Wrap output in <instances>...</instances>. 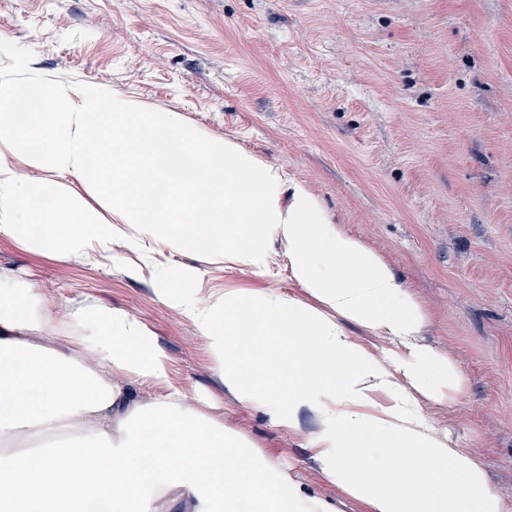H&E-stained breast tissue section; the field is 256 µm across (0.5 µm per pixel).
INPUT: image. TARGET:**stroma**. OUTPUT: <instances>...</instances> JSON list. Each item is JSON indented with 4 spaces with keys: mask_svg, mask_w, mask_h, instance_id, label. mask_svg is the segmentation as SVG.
<instances>
[{
    "mask_svg": "<svg viewBox=\"0 0 512 512\" xmlns=\"http://www.w3.org/2000/svg\"><path fill=\"white\" fill-rule=\"evenodd\" d=\"M0 74L16 56L103 84L231 141L302 182L377 253L426 320L418 344L451 358L452 400L419 395L451 447L512 504V0H0ZM268 270L167 251L206 298L306 300L284 246ZM0 268L39 303L119 308L143 323L197 409L336 512H367L324 475L317 412L277 425L242 404L194 322L125 261L44 257L0 238Z\"/></svg>",
    "mask_w": 512,
    "mask_h": 512,
    "instance_id": "obj_1",
    "label": "stroma"
}]
</instances>
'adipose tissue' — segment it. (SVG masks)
<instances>
[{
	"label": "adipose tissue",
	"mask_w": 512,
	"mask_h": 512,
	"mask_svg": "<svg viewBox=\"0 0 512 512\" xmlns=\"http://www.w3.org/2000/svg\"><path fill=\"white\" fill-rule=\"evenodd\" d=\"M92 185L101 209L73 183ZM0 238L47 257L141 255L159 295L191 318L239 400L294 422L315 406L326 478L370 512H507L475 457L450 447L414 390L454 389L446 358L416 344L424 313L387 264L334 224L300 182L179 113L84 81L64 84L15 59L0 76ZM285 245L308 301L276 292L214 300L200 272L156 264L164 251L262 270ZM348 318L389 337L371 352ZM165 389L143 410L136 387ZM387 405L373 407L374 394ZM0 512H334L170 386L153 334L118 308L60 313L0 268Z\"/></svg>",
	"instance_id": "1"
}]
</instances>
